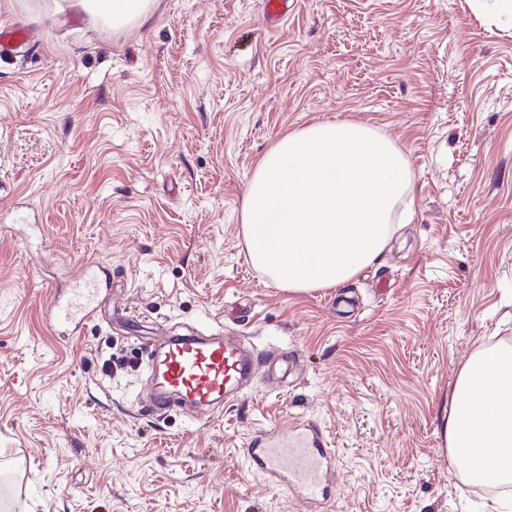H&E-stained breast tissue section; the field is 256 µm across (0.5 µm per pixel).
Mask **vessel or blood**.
Instances as JSON below:
<instances>
[{
    "label": "vessel or blood",
    "mask_w": 512,
    "mask_h": 512,
    "mask_svg": "<svg viewBox=\"0 0 512 512\" xmlns=\"http://www.w3.org/2000/svg\"><path fill=\"white\" fill-rule=\"evenodd\" d=\"M32 39V33L25 28L1 25L0 58L12 55ZM98 288L94 262H84L68 296L59 297L53 304L52 321L78 326L94 321ZM254 365V357L232 341L169 340L154 374V406L164 410L175 399L195 409L223 405L239 394ZM247 454L271 485L313 502L326 498L330 455L314 426L302 425L288 436L272 430L259 432L250 442Z\"/></svg>",
    "instance_id": "vessel-or-blood-1"
}]
</instances>
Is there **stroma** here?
<instances>
[{
	"label": "stroma",
	"mask_w": 512,
	"mask_h": 512,
	"mask_svg": "<svg viewBox=\"0 0 512 512\" xmlns=\"http://www.w3.org/2000/svg\"><path fill=\"white\" fill-rule=\"evenodd\" d=\"M0 0L33 43L0 59V512H512L448 456L444 410L478 349L512 350V20L473 0H157L149 25ZM368 124L407 154L411 219L336 288L280 289L241 236L282 135ZM97 263L100 310L49 320ZM231 337L243 397L151 407V347ZM134 371L106 376L111 351ZM318 427L333 484H267L257 432Z\"/></svg>",
	"instance_id": "1"
}]
</instances>
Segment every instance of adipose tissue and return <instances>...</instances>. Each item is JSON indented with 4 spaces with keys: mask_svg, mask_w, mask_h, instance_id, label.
<instances>
[{
    "mask_svg": "<svg viewBox=\"0 0 512 512\" xmlns=\"http://www.w3.org/2000/svg\"><path fill=\"white\" fill-rule=\"evenodd\" d=\"M153 0H72L91 18L148 25ZM410 162L369 125L321 121L280 137L249 180L241 233L253 266L280 288H334L388 246ZM448 455L475 482H512V352L477 351L444 426Z\"/></svg>",
    "mask_w": 512,
    "mask_h": 512,
    "instance_id": "1",
    "label": "adipose tissue"
}]
</instances>
